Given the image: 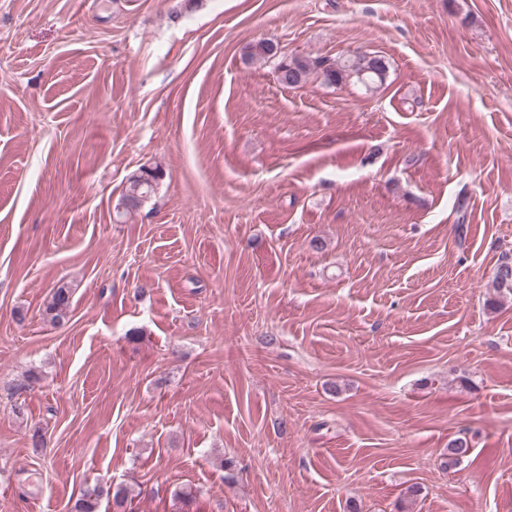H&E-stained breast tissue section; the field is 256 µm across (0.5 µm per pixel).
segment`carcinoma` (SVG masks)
I'll list each match as a JSON object with an SVG mask.
<instances>
[{
	"label": "carcinoma",
	"instance_id": "cac0c4a2",
	"mask_svg": "<svg viewBox=\"0 0 512 512\" xmlns=\"http://www.w3.org/2000/svg\"><path fill=\"white\" fill-rule=\"evenodd\" d=\"M278 44L269 39H260L245 46L242 59L246 64L273 63L276 80L287 88H296L315 74L327 86H340L351 81L363 84L372 90L386 81L388 63L378 55L354 54L333 59L327 56L310 57L287 54L277 50ZM163 172L158 167H143L132 174L122 194L123 211L137 210L155 191ZM493 287L498 293L512 294V262L504 260L498 264L493 277ZM71 303V291L63 286L55 289L48 300L43 315L51 323H59L67 316ZM471 441L458 437L448 443L442 455V467L454 468L471 453ZM129 496L123 484L96 485L85 490L70 507L69 512H98L101 500H106L112 512H124Z\"/></svg>",
	"mask_w": 512,
	"mask_h": 512
}]
</instances>
